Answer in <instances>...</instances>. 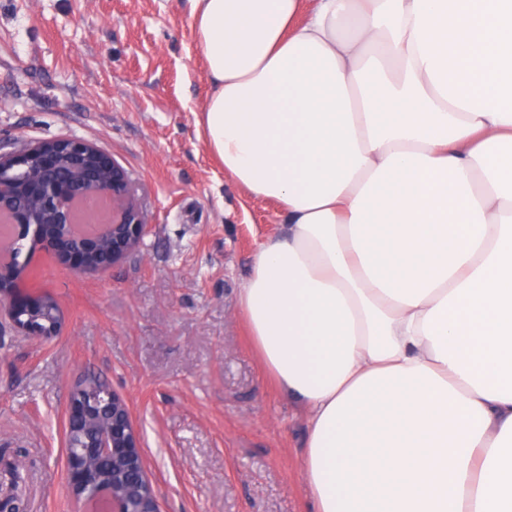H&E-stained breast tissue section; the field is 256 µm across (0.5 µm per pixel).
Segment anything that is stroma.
Instances as JSON below:
<instances>
[{
  "label": "stroma",
  "instance_id": "obj_1",
  "mask_svg": "<svg viewBox=\"0 0 512 512\" xmlns=\"http://www.w3.org/2000/svg\"><path fill=\"white\" fill-rule=\"evenodd\" d=\"M211 90L189 0H0V145L84 140L126 174L149 231L106 274L33 248L18 296L61 328L0 325V495L26 463V512H78L65 480L70 391L126 400L162 512H309L306 427L237 312L276 202L224 171L196 125Z\"/></svg>",
  "mask_w": 512,
  "mask_h": 512
}]
</instances>
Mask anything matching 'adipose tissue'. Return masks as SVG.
Here are the masks:
<instances>
[{"label": "adipose tissue", "mask_w": 512, "mask_h": 512, "mask_svg": "<svg viewBox=\"0 0 512 512\" xmlns=\"http://www.w3.org/2000/svg\"><path fill=\"white\" fill-rule=\"evenodd\" d=\"M238 308L313 512H512V0H190Z\"/></svg>", "instance_id": "adipose-tissue-1"}]
</instances>
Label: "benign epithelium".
<instances>
[{"label": "benign epithelium", "mask_w": 512, "mask_h": 512, "mask_svg": "<svg viewBox=\"0 0 512 512\" xmlns=\"http://www.w3.org/2000/svg\"><path fill=\"white\" fill-rule=\"evenodd\" d=\"M112 201L110 222L85 237L73 229L77 205L87 199ZM33 212L22 237L44 242L51 229L75 257L91 250L100 257L94 269L104 273L140 243L148 225L130 201L123 171L79 139L37 143L9 155L0 154V222ZM21 252L0 245V268L23 266ZM0 317L26 336L49 337L61 326L59 308L42 299L31 303L0 297ZM67 441L78 452L67 456L66 479L80 503L107 502L112 512H160L146 471L141 436L122 397L109 386H78L69 403Z\"/></svg>", "instance_id": "1"}]
</instances>
